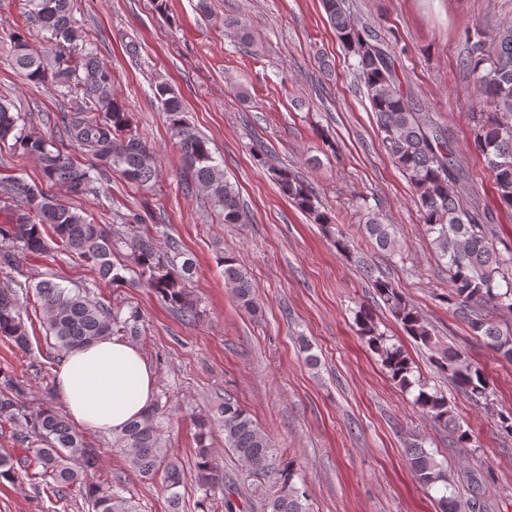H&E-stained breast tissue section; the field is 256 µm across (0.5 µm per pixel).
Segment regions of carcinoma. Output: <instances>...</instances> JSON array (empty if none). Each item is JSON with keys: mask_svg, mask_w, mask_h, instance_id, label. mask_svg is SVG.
Segmentation results:
<instances>
[{"mask_svg": "<svg viewBox=\"0 0 512 512\" xmlns=\"http://www.w3.org/2000/svg\"><path fill=\"white\" fill-rule=\"evenodd\" d=\"M74 0H25V14L32 25L47 35L54 46L51 55L34 50L23 29L6 33L13 43L11 64L28 81L51 82L71 102L63 116V134L70 145L97 161L101 170L117 171L139 186H154L159 177L155 156L146 141L132 130L126 108L114 99L112 71L103 66L89 35L80 29L73 15ZM323 11L348 56L355 59L360 83L375 113L377 135L386 156L403 172L414 190L422 223L439 260L448 272V304L472 333L485 339L499 357L512 362V327L504 328L494 318L512 314V250L497 247L494 211L483 207L469 182L465 164L448 141L446 129L430 116L410 92L403 89L396 68V54L390 37L367 25L358 24L346 0H321ZM242 43H252L246 25L237 18L224 20ZM467 68L472 75L470 91V142L484 157L494 174L499 206L512 210V22L486 30L475 26L469 36ZM155 98L169 116L178 140L184 166L194 184L209 193L211 204L226 224H244L247 212L239 192L215 165L208 141L185 119V106L166 84L155 87ZM35 157L41 180H0V267L12 268L17 255H41L61 248L91 264L106 282L125 283L124 272L152 288L186 320H194L197 308L187 285L193 262L183 258L180 242L172 237L165 243L148 230L141 218L131 226L124 244L130 250V264L117 266L113 260L118 242L103 224H96L70 207L58 204L45 187L61 184L75 197L93 189L91 170L82 167L71 154L53 142L27 130L20 115L0 102V142ZM280 191L316 224L331 227L335 220L320 209L312 187L286 169L276 172ZM364 216L365 235L379 251L398 252L395 227L386 223L378 210L359 203ZM182 263H177L178 258ZM224 266L225 284L231 286L239 305L257 311L255 289L246 272L230 255L219 258ZM34 289L40 300L43 320L55 349L66 353L99 339L138 334L140 314L128 316L114 311L84 288H67L52 280L35 285L14 282L0 287V337L16 348L31 350V338L21 316L23 295ZM375 294L400 322L405 332L431 354L436 368L455 389L476 405H487L494 391L486 373L471 363L463 351L436 336L421 313L395 285L382 277L372 279ZM357 331L376 352L391 379L405 391H415L413 404L431 421L451 428L452 446L473 448L474 436L454 415L448 396L432 389L414 374L413 363L398 344L380 330L371 312L359 307L355 314ZM24 381L0 368V423L13 427L18 444L32 454L34 471L24 469L31 481L49 485L62 500L71 488L82 486L91 512H138V506L123 496L115 483L101 486L90 479L100 457L70 422L68 415L47 404L36 410L26 406ZM170 406L154 401L140 419L114 437L112 447L126 453L129 468L146 480L161 478L168 492L170 512H181L180 487L187 481L184 470L171 459L164 437ZM198 443L193 480L205 497L224 489L221 507L237 512L238 488H224V470L207 444L211 432H224V446L248 468V476L269 479L271 489L262 490L263 512H311L308 494L297 484L299 474L291 464L277 462V448L251 415L227 399L216 411L195 418ZM416 481L426 490L438 489L439 512H458L447 470L424 442L413 438L406 448ZM473 483L467 512H488L478 480Z\"/></svg>", "mask_w": 512, "mask_h": 512, "instance_id": "cac0c4a2", "label": "carcinoma"}]
</instances>
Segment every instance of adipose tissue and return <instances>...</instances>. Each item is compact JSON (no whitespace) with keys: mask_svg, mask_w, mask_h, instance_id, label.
I'll list each match as a JSON object with an SVG mask.
<instances>
[{"mask_svg":"<svg viewBox=\"0 0 512 512\" xmlns=\"http://www.w3.org/2000/svg\"><path fill=\"white\" fill-rule=\"evenodd\" d=\"M155 378L140 349L102 339L64 356L55 393L71 418L85 427L121 433L154 401Z\"/></svg>","mask_w":512,"mask_h":512,"instance_id":"ef3b65f1","label":"adipose tissue"}]
</instances>
